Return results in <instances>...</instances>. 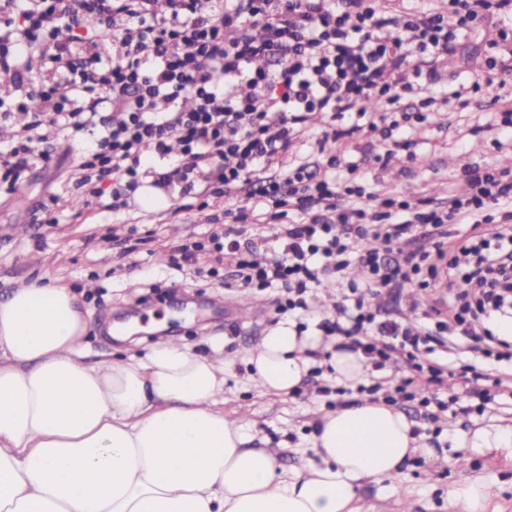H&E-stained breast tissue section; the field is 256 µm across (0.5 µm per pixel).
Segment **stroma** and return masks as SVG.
Wrapping results in <instances>:
<instances>
[{
    "label": "stroma",
    "mask_w": 512,
    "mask_h": 512,
    "mask_svg": "<svg viewBox=\"0 0 512 512\" xmlns=\"http://www.w3.org/2000/svg\"><path fill=\"white\" fill-rule=\"evenodd\" d=\"M509 22L512 11L501 10L449 44L433 86L437 97L449 100L439 116L446 128H409L414 159L380 165L386 144L376 133L340 140L347 162L367 169L375 193L445 202L465 190V167L512 172V132L502 124L504 113H512V80L488 88L485 65L490 40ZM458 89L464 96L456 100L452 94ZM82 149L73 143L61 162L29 165L16 192L0 190V301L16 286L45 277L72 288L85 313L84 343L92 364L141 357L168 341L233 361V374L224 384L225 410L251 421L258 436L276 448L284 468L312 460L318 418L361 400V393L355 388L337 393L336 382L313 369L289 394L266 392L251 379L246 360L262 336L284 320L276 311L278 290L225 287L232 268L211 256L180 269L170 263L188 238L208 235L210 216L222 212L223 198L209 197L208 208L193 209L189 197L176 190L170 208L147 212L133 203L117 215L85 205L75 184ZM215 265L221 272L217 279L209 274ZM242 303L255 312L250 322L238 319ZM505 349L506 357L498 360L466 352L438 354V362L473 366L492 399L465 397L469 413H442L434 426L421 419L416 403H397V410L423 431L427 451L412 454L399 479L365 483L359 491L365 507L374 512H465L449 493L480 479L490 486L501 512H512V457L495 449L473 452L468 442L475 429L512 424L511 341Z\"/></svg>",
    "instance_id": "35a3bbf8"
}]
</instances>
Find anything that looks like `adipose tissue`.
Wrapping results in <instances>:
<instances>
[{
  "mask_svg": "<svg viewBox=\"0 0 512 512\" xmlns=\"http://www.w3.org/2000/svg\"><path fill=\"white\" fill-rule=\"evenodd\" d=\"M85 334L77 295L57 282L0 301V512H365L361 485L398 478L418 449L403 413L365 401L323 415L314 461L284 469L253 424L225 415L223 359L166 343L91 365ZM318 351L335 382L367 379L361 352L289 322L247 363L281 395Z\"/></svg>",
  "mask_w": 512,
  "mask_h": 512,
  "instance_id": "1",
  "label": "adipose tissue"
}]
</instances>
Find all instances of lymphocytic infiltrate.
Segmentation results:
<instances>
[{
  "label": "lymphocytic infiltrate",
  "instance_id": "1",
  "mask_svg": "<svg viewBox=\"0 0 512 512\" xmlns=\"http://www.w3.org/2000/svg\"><path fill=\"white\" fill-rule=\"evenodd\" d=\"M156 0H0V69L22 76L29 56L63 61L79 43V29L96 22L110 34L112 57L98 71L55 82L40 98L41 107L19 117L13 144L0 150V184L19 187L31 161H49L35 145L47 123L65 136L93 130L76 185L87 202L103 194L102 184L114 178L112 207L126 204L140 176L157 173V186L180 184L188 195L204 181L223 196L225 217L241 224H280L282 250L268 261L255 251L241 250L231 230L216 226L206 240L180 248L183 260L198 253L235 254L241 287L279 285L287 292L283 306L307 309L309 292L327 277L347 285L322 318L327 336L349 338L372 369L380 370L396 356L407 357L416 372L431 383H447L448 402L434 403L418 395L415 377L401 379L388 403L415 401L424 417L437 421L449 403L474 392L479 376L443 373L431 361H418L425 345L439 342L463 347L486 337L485 357H492L490 324L512 320V180L480 167L466 168L467 195H455L450 206L436 201L419 205L391 197L378 198L365 174L349 166L341 152L320 151L322 174L310 162L286 157L311 114L329 113L340 128L324 132L339 141L364 131L381 130L399 150L411 142L404 125L433 123L425 98L424 111L400 108L407 96L420 94L433 74L415 66V59L438 64L461 33L512 4V0H448L444 12L387 14L376 0H167L157 12ZM416 34L415 45L389 36V27ZM262 28L255 37L254 28ZM416 79L407 81L405 68ZM250 87L247 96L237 83ZM97 93L112 107L107 122L79 100ZM383 105L371 119L367 104ZM155 150L153 159L142 146ZM501 213L489 223L487 210ZM428 224L436 238L433 251L415 244L417 225ZM453 224L483 226L481 235H467L448 244ZM381 249H364L366 239ZM393 253L384 261L382 251ZM359 263L364 283L347 282L346 271ZM433 289L435 312L419 302L407 312L381 319L373 299L406 289Z\"/></svg>",
  "mask_w": 512,
  "mask_h": 512
}]
</instances>
